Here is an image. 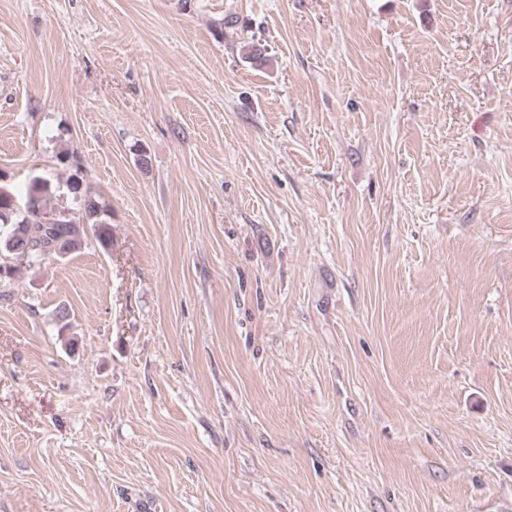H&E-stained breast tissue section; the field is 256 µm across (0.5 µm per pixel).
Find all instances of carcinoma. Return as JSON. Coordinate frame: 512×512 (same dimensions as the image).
Returning <instances> with one entry per match:
<instances>
[{
  "label": "carcinoma",
  "instance_id": "cac0c4a2",
  "mask_svg": "<svg viewBox=\"0 0 512 512\" xmlns=\"http://www.w3.org/2000/svg\"><path fill=\"white\" fill-rule=\"evenodd\" d=\"M56 165L74 169L67 179L70 193L80 197L82 216L71 219L47 210L50 183L41 179L33 183L27 192V206L19 214L9 205L14 196L13 189L0 183V224L9 225L5 235L0 236V253L11 250H27L31 259L39 263L54 256L49 247L55 243H67L73 239L84 241L87 231H92L103 249L112 246V229L107 220V209L102 206L87 189L83 188L80 176L81 163L74 153H61L56 156Z\"/></svg>",
  "mask_w": 512,
  "mask_h": 512
}]
</instances>
